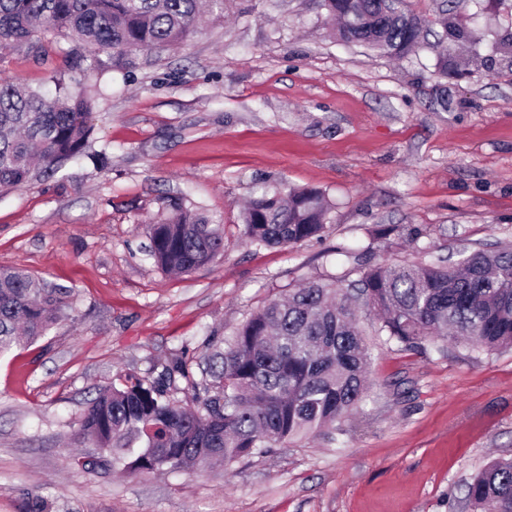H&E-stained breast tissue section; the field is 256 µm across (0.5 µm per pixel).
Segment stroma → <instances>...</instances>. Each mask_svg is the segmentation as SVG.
Returning <instances> with one entry per match:
<instances>
[{
    "instance_id": "stroma-1",
    "label": "stroma",
    "mask_w": 512,
    "mask_h": 512,
    "mask_svg": "<svg viewBox=\"0 0 512 512\" xmlns=\"http://www.w3.org/2000/svg\"><path fill=\"white\" fill-rule=\"evenodd\" d=\"M423 45L401 59L343 42L319 0H227L180 46L127 69L74 65L47 36L0 58L43 91L90 89L86 152L0 191V268L73 289L45 336L0 357V512L29 494L51 512H468L462 487L512 457V351L375 345L367 399L321 434L233 464L136 475L67 464L91 447L79 419L117 373L157 376L200 356L268 300L328 274L512 246V0H406ZM480 29L456 76L438 68L440 18ZM263 182L317 187L323 238L255 247L241 208ZM180 198L224 227V255L188 275L158 268L146 226ZM387 234H379V227Z\"/></svg>"
}]
</instances>
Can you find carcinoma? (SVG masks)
<instances>
[{"label":"carcinoma","mask_w":512,"mask_h":512,"mask_svg":"<svg viewBox=\"0 0 512 512\" xmlns=\"http://www.w3.org/2000/svg\"><path fill=\"white\" fill-rule=\"evenodd\" d=\"M339 37L390 57L421 46V28L405 6L386 0H322ZM221 17L224 0H0V54L31 47L40 34L110 50L118 68L140 51L173 47L195 31L201 10ZM453 50L482 35L451 12L441 19ZM55 95L0 79V189L23 186L84 150L91 134V97L70 89ZM333 208L325 191L257 189L242 216V236L256 246H292L319 239ZM169 213L147 225L150 255L160 269L189 274L224 254V228L168 200ZM71 307V291L50 288L21 270L0 269V355L52 329ZM378 316L372 335L407 349L464 345L512 350V250H474L459 263H380L359 278L309 281L251 313L223 345L197 363L171 359L156 379L126 372L89 403L79 433L96 448L93 463L123 473L177 472L189 464L229 466L336 426L370 389L371 342L360 313ZM190 401L170 395L176 377ZM472 512H512V459L496 458L465 485Z\"/></svg>","instance_id":"cac0c4a2"}]
</instances>
